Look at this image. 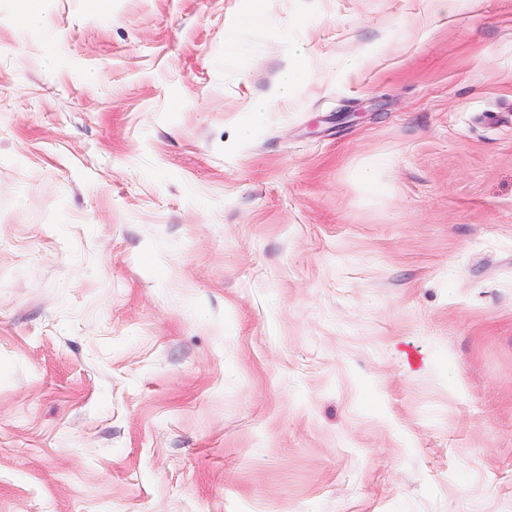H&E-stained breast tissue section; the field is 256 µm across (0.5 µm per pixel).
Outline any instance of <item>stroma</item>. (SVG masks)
Returning <instances> with one entry per match:
<instances>
[{"label": "stroma", "instance_id": "1", "mask_svg": "<svg viewBox=\"0 0 512 512\" xmlns=\"http://www.w3.org/2000/svg\"><path fill=\"white\" fill-rule=\"evenodd\" d=\"M248 7L0 0V512H512V0ZM309 77L308 69L298 62L288 64L279 74L272 90L262 97L256 98L251 111L256 116L270 112L274 103L287 100Z\"/></svg>", "mask_w": 512, "mask_h": 512}]
</instances>
